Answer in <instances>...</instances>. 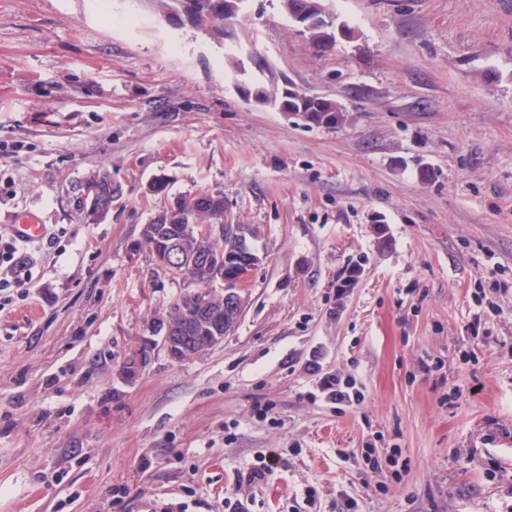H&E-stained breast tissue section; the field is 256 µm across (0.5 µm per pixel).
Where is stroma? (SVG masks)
Returning <instances> with one entry per match:
<instances>
[{
  "label": "stroma",
  "instance_id": "1",
  "mask_svg": "<svg viewBox=\"0 0 512 512\" xmlns=\"http://www.w3.org/2000/svg\"><path fill=\"white\" fill-rule=\"evenodd\" d=\"M332 6L354 35L320 55L281 0L223 40L152 0H0V234H47L0 291V512H512V0ZM251 51L342 125L244 101ZM202 191L258 230L245 310L125 379L188 290L142 228ZM316 126L337 127L342 124L344 114L341 108L333 101L323 99L312 107ZM109 177L106 174H97L90 178V181H87L83 187V196L87 200L85 216L90 222H97L102 218L103 215H106L105 209L101 208L98 205V197L102 192V189L95 183L91 181H102L108 182ZM44 231V224H38L35 214L30 212L17 217L13 224H7V232L13 239L22 244L39 240L44 235ZM11 237L6 236L4 239V236L0 235V273L2 274V266L6 264L4 267L5 276H10L12 279L10 281L5 278L2 285L7 287L12 282L15 287L20 288L28 279L30 272H28L20 258L16 257L17 247ZM309 373L318 377V385L325 396L334 401L336 404L352 402L351 395L345 388H343L335 376L321 374V363L318 356L314 355L313 359L309 361Z\"/></svg>",
  "mask_w": 512,
  "mask_h": 512
}]
</instances>
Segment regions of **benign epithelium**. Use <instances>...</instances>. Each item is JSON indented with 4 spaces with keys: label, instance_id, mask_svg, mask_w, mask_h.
Here are the masks:
<instances>
[{
    "label": "benign epithelium",
    "instance_id": "1",
    "mask_svg": "<svg viewBox=\"0 0 512 512\" xmlns=\"http://www.w3.org/2000/svg\"><path fill=\"white\" fill-rule=\"evenodd\" d=\"M288 98L279 111L302 122L309 121L304 104L295 98L297 90L285 82ZM102 189L88 181L83 187L87 200L85 216L96 222L105 215L98 205ZM203 199L216 210L211 224H198L196 209L174 201L151 224L143 227V238L151 241L155 266L168 278L180 279L190 285L204 277L208 287L190 291L192 300L181 306L175 316H167L155 327L161 335L160 345L167 356L180 361L206 351L224 340L233 322L246 304L245 284L263 257L251 246L256 228L248 224L224 223L223 198L218 194L202 192ZM199 335H193V332ZM151 346L140 348L122 367V374L134 377L150 361Z\"/></svg>",
    "mask_w": 512,
    "mask_h": 512
}]
</instances>
